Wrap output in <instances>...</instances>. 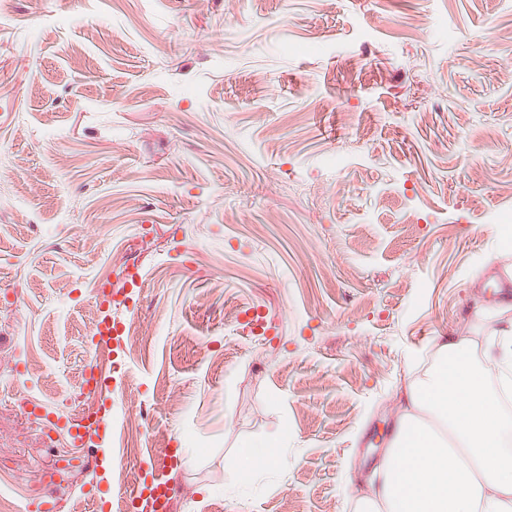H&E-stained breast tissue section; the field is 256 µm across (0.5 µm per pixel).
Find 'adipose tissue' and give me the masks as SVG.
I'll return each mask as SVG.
<instances>
[{
  "instance_id": "adipose-tissue-1",
  "label": "adipose tissue",
  "mask_w": 512,
  "mask_h": 512,
  "mask_svg": "<svg viewBox=\"0 0 512 512\" xmlns=\"http://www.w3.org/2000/svg\"><path fill=\"white\" fill-rule=\"evenodd\" d=\"M501 370L491 388L467 340L437 343V360L405 391L407 408L355 503L356 512H512V415L501 408L512 391V330L490 345ZM285 434L241 452L245 481L278 468Z\"/></svg>"
}]
</instances>
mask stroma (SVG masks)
Instances as JSON below:
<instances>
[{"instance_id": "obj_1", "label": "stroma", "mask_w": 512, "mask_h": 512, "mask_svg": "<svg viewBox=\"0 0 512 512\" xmlns=\"http://www.w3.org/2000/svg\"><path fill=\"white\" fill-rule=\"evenodd\" d=\"M0 15V499L122 512L156 470L171 512H353L435 342L488 372L512 324V0ZM287 448V436L275 434L252 443L241 452L244 483L249 484L260 472L276 469L280 466L284 449Z\"/></svg>"}]
</instances>
